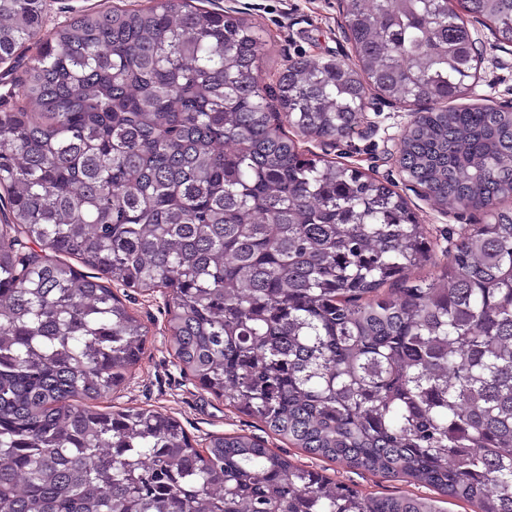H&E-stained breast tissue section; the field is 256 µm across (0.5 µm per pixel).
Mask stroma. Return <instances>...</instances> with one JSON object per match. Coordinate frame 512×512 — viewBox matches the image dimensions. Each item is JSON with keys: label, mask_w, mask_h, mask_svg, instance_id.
Masks as SVG:
<instances>
[{"label": "stroma", "mask_w": 512, "mask_h": 512, "mask_svg": "<svg viewBox=\"0 0 512 512\" xmlns=\"http://www.w3.org/2000/svg\"><path fill=\"white\" fill-rule=\"evenodd\" d=\"M148 0H43L44 33L84 10H103L117 5L129 9L146 6ZM210 9L234 11L247 17L263 34L265 45L258 76L265 84L275 83L288 63L302 58L344 59L352 54L345 39L340 0H210ZM473 37L484 42V54L470 102H489L494 106H512V44L498 41L476 20H469ZM36 52L33 45L17 50L12 60L0 63V111L25 105L23 71ZM414 119L410 108L372 97L365 108L359 128L341 139L299 137L302 149L325 159H334L372 173L379 179L397 184L421 224L430 231L436 246L432 265L411 270L409 281L433 279L438 264L444 263L450 237L461 226L479 224L480 211L442 210L421 190L403 181L396 163L397 146ZM167 297L161 292L128 289L127 304L147 327L144 353L132 369L120 391L98 402L99 408H147L180 420L197 440L214 434L242 433L265 441L294 463L325 470L327 476L360 492L383 496L419 493L418 485L405 478L386 477L358 470L344 461L313 458L288 442L270 436L255 420L225 407L222 399L201 391L172 356L164 308Z\"/></svg>", "instance_id": "35a3bbf8"}]
</instances>
